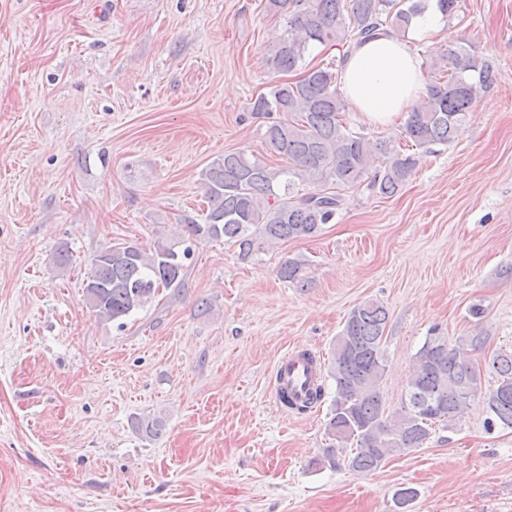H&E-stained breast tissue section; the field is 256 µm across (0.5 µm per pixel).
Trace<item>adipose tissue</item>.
Listing matches in <instances>:
<instances>
[{"label": "adipose tissue", "instance_id": "ef3b65f1", "mask_svg": "<svg viewBox=\"0 0 512 512\" xmlns=\"http://www.w3.org/2000/svg\"><path fill=\"white\" fill-rule=\"evenodd\" d=\"M447 30L437 9L416 16L406 33L380 35L349 52L340 77V90L355 111L368 122L385 125L410 111L423 91L422 60L415 44L431 42Z\"/></svg>", "mask_w": 512, "mask_h": 512}]
</instances>
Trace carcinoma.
I'll use <instances>...</instances> for the list:
<instances>
[{"label":"carcinoma","instance_id":"carcinoma-1","mask_svg":"<svg viewBox=\"0 0 512 512\" xmlns=\"http://www.w3.org/2000/svg\"><path fill=\"white\" fill-rule=\"evenodd\" d=\"M269 12L286 20L287 33L275 47L271 64L279 72L298 69V80L275 84L250 103V112L283 118L267 125L265 141L288 161L272 168L242 152L215 158L203 172L207 212L202 221L185 222L193 241L231 240L246 260L277 241L316 236L342 203L338 190L367 183L381 196L396 194L421 160L419 150L451 142L479 95L498 78L492 63L464 48L450 49L432 62L433 77L424 96L408 112L403 134L418 151L406 153L392 138L355 132L342 120L346 111L338 91L344 60L306 67L314 43H338L352 49L378 31L401 34L426 8L423 0H267ZM313 185L314 192L300 186ZM191 248L177 250L159 237L150 246L125 242L97 252L84 285V297L96 314L121 321L142 308L159 287L180 282L183 260ZM304 262L286 260L280 275L297 282ZM388 312L367 301L354 308L336 338L328 367L335 397L326 435L336 445L353 444L345 466L363 472L418 448L438 422L450 423L484 394L488 428H512V351L493 355L488 369L495 385L483 389L482 372L470 352L484 337L457 346L443 336H429L416 354L400 408L390 413L380 384L386 371L385 330ZM336 445L324 449L316 465L339 466Z\"/></svg>","mask_w":512,"mask_h":512}]
</instances>
